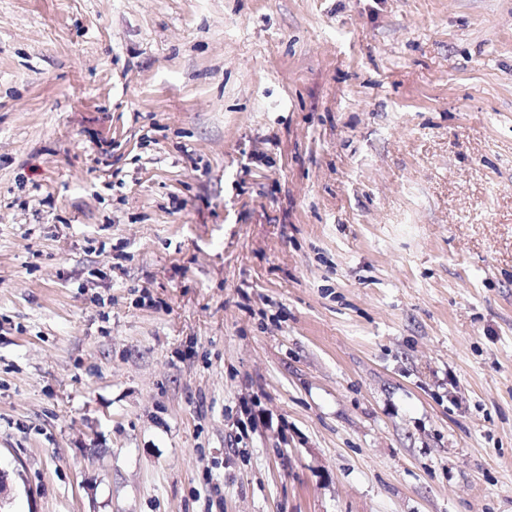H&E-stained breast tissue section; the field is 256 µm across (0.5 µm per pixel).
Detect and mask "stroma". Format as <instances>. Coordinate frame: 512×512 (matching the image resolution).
Masks as SVG:
<instances>
[{"label": "stroma", "instance_id": "35a3bbf8", "mask_svg": "<svg viewBox=\"0 0 512 512\" xmlns=\"http://www.w3.org/2000/svg\"><path fill=\"white\" fill-rule=\"evenodd\" d=\"M0 512H512V0H0Z\"/></svg>", "mask_w": 512, "mask_h": 512}]
</instances>
